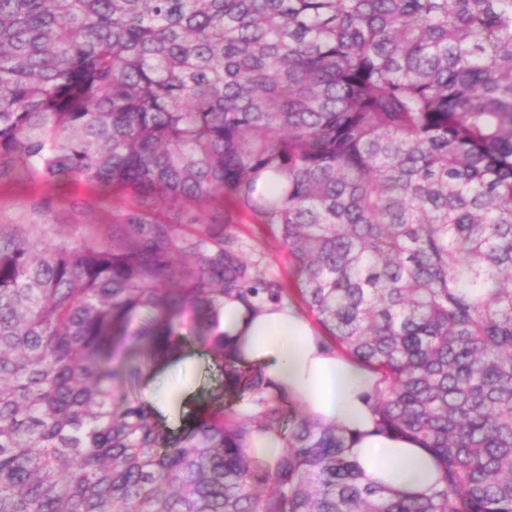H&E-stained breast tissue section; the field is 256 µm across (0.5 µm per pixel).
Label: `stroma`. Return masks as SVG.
Wrapping results in <instances>:
<instances>
[{"label": "stroma", "mask_w": 512, "mask_h": 512, "mask_svg": "<svg viewBox=\"0 0 512 512\" xmlns=\"http://www.w3.org/2000/svg\"><path fill=\"white\" fill-rule=\"evenodd\" d=\"M44 200L50 201L52 207L45 236L53 241H73L90 231L105 232L111 224L141 207L139 197L129 189L79 181L53 188L35 173L21 180H0V230L27 232L34 221L35 204ZM209 213L221 216L225 233L237 238L264 281L282 289L293 304H300L297 268L274 226L228 197L216 200ZM161 375L171 377L188 395L184 403L174 404L170 413L160 418L165 428L179 433L186 430L198 408L212 406L220 394L219 373L199 339L181 360L144 369L130 388V397L146 400L150 382Z\"/></svg>", "instance_id": "obj_1"}]
</instances>
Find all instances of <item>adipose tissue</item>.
<instances>
[{
	"mask_svg": "<svg viewBox=\"0 0 512 512\" xmlns=\"http://www.w3.org/2000/svg\"><path fill=\"white\" fill-rule=\"evenodd\" d=\"M219 319L228 341L261 368L267 394L287 393L308 415L336 426L366 480L411 495L435 486L439 472L429 452L378 431L372 401L377 375L329 347L294 305L267 302L250 310L228 299Z\"/></svg>",
	"mask_w": 512,
	"mask_h": 512,
	"instance_id": "1",
	"label": "adipose tissue"
}]
</instances>
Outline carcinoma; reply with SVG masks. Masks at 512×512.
I'll return each mask as SVG.
<instances>
[{
	"label": "carcinoma",
	"instance_id": "1",
	"mask_svg": "<svg viewBox=\"0 0 512 512\" xmlns=\"http://www.w3.org/2000/svg\"><path fill=\"white\" fill-rule=\"evenodd\" d=\"M32 171L267 218L321 329L380 374L379 431L441 476L367 483L336 427L264 398L218 311L282 289L217 225L144 209L55 242L46 202L0 232V512H512V0H0V179ZM199 332L256 410L171 436L115 364ZM251 448H255L257 457L271 461L280 454L283 442L273 433L259 434L254 438Z\"/></svg>",
	"mask_w": 512,
	"mask_h": 512
}]
</instances>
